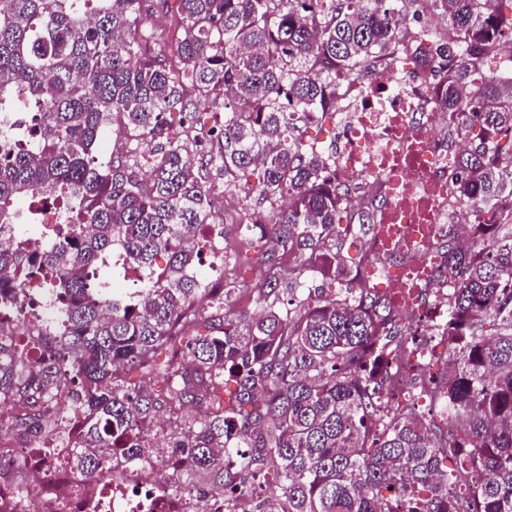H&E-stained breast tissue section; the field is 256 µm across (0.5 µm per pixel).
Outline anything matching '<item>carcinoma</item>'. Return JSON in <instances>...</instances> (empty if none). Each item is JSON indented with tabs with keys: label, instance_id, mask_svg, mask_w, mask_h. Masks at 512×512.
Masks as SVG:
<instances>
[{
	"label": "carcinoma",
	"instance_id": "obj_1",
	"mask_svg": "<svg viewBox=\"0 0 512 512\" xmlns=\"http://www.w3.org/2000/svg\"><path fill=\"white\" fill-rule=\"evenodd\" d=\"M156 5L164 34L144 24ZM505 40L512 0H0V104L36 112L24 145L0 156V225L34 192L71 212L42 254L20 239L0 257V284L22 263L52 279L64 319L49 359L0 342V394L20 403L25 443L63 388L81 418L61 464L85 478L150 457L144 429L189 403L202 414L170 427L166 447L207 502L512 512V79L494 62ZM409 56L438 77L448 137L465 139L458 204L492 217L471 225L470 246L448 247L447 356L422 378L426 410L384 367L427 330L388 325L389 297L348 249L371 219L353 201L363 188L336 181L335 154L302 131ZM324 58L333 72L317 68ZM110 126L128 147L104 162ZM211 178L257 186L235 221L258 249L249 281L199 269V226L225 221ZM116 246L146 278L105 297L89 271ZM250 290L251 310L228 315Z\"/></svg>",
	"mask_w": 512,
	"mask_h": 512
}]
</instances>
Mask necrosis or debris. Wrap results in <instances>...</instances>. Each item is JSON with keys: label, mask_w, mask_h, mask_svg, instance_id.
<instances>
[{"label": "necrosis or debris", "mask_w": 512, "mask_h": 512, "mask_svg": "<svg viewBox=\"0 0 512 512\" xmlns=\"http://www.w3.org/2000/svg\"><path fill=\"white\" fill-rule=\"evenodd\" d=\"M336 134V178L364 186L373 203V229L356 236L350 249L361 258L360 271L391 299L390 321L404 327L425 315L432 301H447L444 256L449 242L470 223L452 200L455 146L448 143V117L436 109V88L428 70L392 66L352 87L340 100ZM61 205L23 208L19 224L0 226V249H11L19 226L40 246L51 239L49 225L65 223ZM19 299L0 290V339L18 336L47 346L42 324L7 320ZM430 371L429 357L409 347L391 355L389 370L398 393L420 388L413 363ZM29 495L20 502L0 500V512H200L198 488L182 477L164 452L132 465L108 469L95 480L76 477L46 456L20 472Z\"/></svg>", "instance_id": "4bbe7bcc"}]
</instances>
